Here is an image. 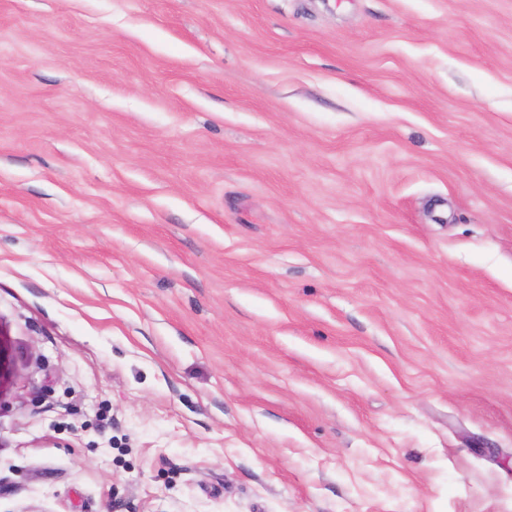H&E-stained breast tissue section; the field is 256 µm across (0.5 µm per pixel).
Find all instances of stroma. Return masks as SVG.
I'll return each mask as SVG.
<instances>
[{
  "label": "stroma",
  "mask_w": 512,
  "mask_h": 512,
  "mask_svg": "<svg viewBox=\"0 0 512 512\" xmlns=\"http://www.w3.org/2000/svg\"><path fill=\"white\" fill-rule=\"evenodd\" d=\"M0 512H512V0H0Z\"/></svg>",
  "instance_id": "35a3bbf8"
}]
</instances>
